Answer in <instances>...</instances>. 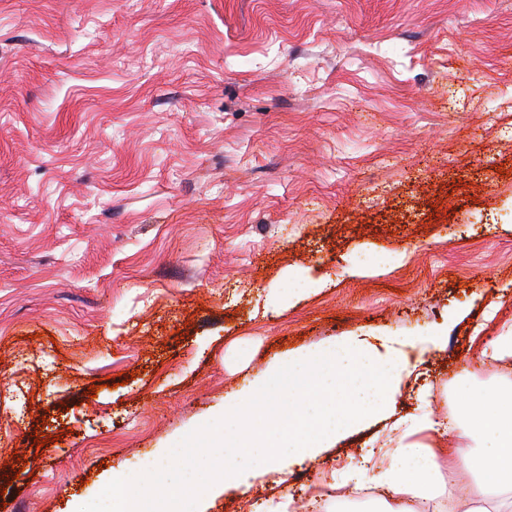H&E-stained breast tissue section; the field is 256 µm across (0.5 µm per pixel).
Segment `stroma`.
<instances>
[{"label": "stroma", "instance_id": "obj_1", "mask_svg": "<svg viewBox=\"0 0 512 512\" xmlns=\"http://www.w3.org/2000/svg\"><path fill=\"white\" fill-rule=\"evenodd\" d=\"M437 326L384 414L203 512L450 452L418 424L512 381V0H0V512L93 500L290 356Z\"/></svg>", "mask_w": 512, "mask_h": 512}]
</instances>
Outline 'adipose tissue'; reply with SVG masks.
<instances>
[{"label": "adipose tissue", "instance_id": "obj_1", "mask_svg": "<svg viewBox=\"0 0 512 512\" xmlns=\"http://www.w3.org/2000/svg\"><path fill=\"white\" fill-rule=\"evenodd\" d=\"M465 418L459 427L464 438L447 463L434 449L414 443L401 446L379 480L396 500L435 501L446 491L444 472L465 470L479 482L482 499L468 512H512V384L475 389L462 385Z\"/></svg>", "mask_w": 512, "mask_h": 512}]
</instances>
